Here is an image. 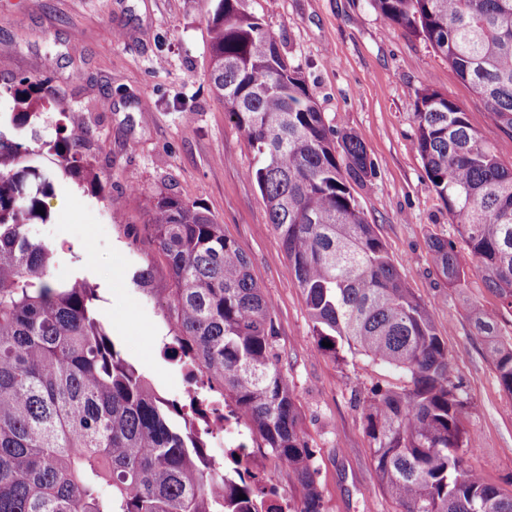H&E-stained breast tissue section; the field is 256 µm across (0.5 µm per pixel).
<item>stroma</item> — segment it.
<instances>
[{"mask_svg": "<svg viewBox=\"0 0 512 512\" xmlns=\"http://www.w3.org/2000/svg\"><path fill=\"white\" fill-rule=\"evenodd\" d=\"M277 36L325 122L363 139L374 163L353 195L378 227L409 288L448 345L451 378L468 398L465 466L512 493V395L498 383L463 308L500 302L476 273L465 289L436 270L430 238L458 241L413 139L417 95L430 87L475 119L482 140L512 166L505 133L447 59L425 38L387 23L370 0H242ZM208 0H0V112L26 78L43 82L58 109L21 136L43 144L78 133L76 150L98 176L94 189L61 181L51 221L31 227L58 249V276L82 272L123 356L165 397L185 392L177 363L162 356L175 328L166 316L172 280L146 224L155 197L203 205L249 260L275 306L276 348L304 436L317 451L324 512H399L382 488L364 412L373 388L401 387L398 370L348 350L318 349L287 255L248 178L254 153L224 115L209 79ZM148 271L146 284L136 275Z\"/></svg>", "mask_w": 512, "mask_h": 512, "instance_id": "stroma-1", "label": "stroma"}]
</instances>
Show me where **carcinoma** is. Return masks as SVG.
I'll return each mask as SVG.
<instances>
[{
    "instance_id": "obj_1",
    "label": "carcinoma",
    "mask_w": 512,
    "mask_h": 512,
    "mask_svg": "<svg viewBox=\"0 0 512 512\" xmlns=\"http://www.w3.org/2000/svg\"><path fill=\"white\" fill-rule=\"evenodd\" d=\"M371 4L431 42L512 134V0ZM207 26L210 80L255 153L247 175L317 345L333 355L346 346L406 376V386L378 388L366 406L384 488L401 512H512V493L465 467L468 398L451 380L447 343L356 204L352 185L373 169L364 142L326 125L276 35L240 0H216ZM26 85L15 93L24 111L0 112V512H241V494L254 512H282L269 487L235 480L240 461L200 464L207 436L193 431L195 403L162 396L121 356L87 279L56 276V246L31 225L50 223L45 199L58 175L94 174L67 140L54 142L56 169L46 170L24 141L7 138L2 127L31 124L51 103L40 85ZM413 118L416 150L466 246L431 238L437 270L462 289L474 269L512 312V168L472 116L432 88ZM149 226L173 282L166 311L177 334L164 356L193 361L222 388L304 487L298 512H322L315 451L276 352L274 305L246 255L206 208L174 195L156 198ZM465 314L512 394V336L501 314L477 304Z\"/></svg>"
}]
</instances>
